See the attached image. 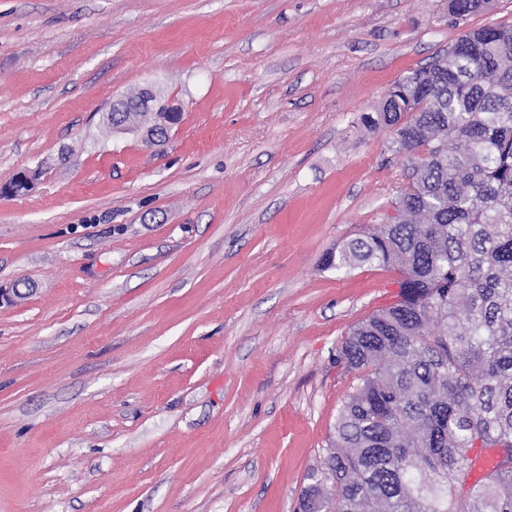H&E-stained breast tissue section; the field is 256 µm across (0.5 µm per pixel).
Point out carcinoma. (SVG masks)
<instances>
[{
    "mask_svg": "<svg viewBox=\"0 0 512 512\" xmlns=\"http://www.w3.org/2000/svg\"><path fill=\"white\" fill-rule=\"evenodd\" d=\"M481 0H448L457 21ZM364 126H395L400 217L324 267H395L399 300L357 324L336 362L363 372L336 417L319 512H512V30L464 32ZM500 463L467 485L469 448Z\"/></svg>",
    "mask_w": 512,
    "mask_h": 512,
    "instance_id": "1",
    "label": "carcinoma"
}]
</instances>
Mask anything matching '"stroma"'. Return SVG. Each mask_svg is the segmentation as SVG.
<instances>
[{
  "mask_svg": "<svg viewBox=\"0 0 512 512\" xmlns=\"http://www.w3.org/2000/svg\"><path fill=\"white\" fill-rule=\"evenodd\" d=\"M512 0H0V512H294L350 328L398 270L324 268L403 184L407 72ZM178 104L169 140L113 99Z\"/></svg>",
  "mask_w": 512,
  "mask_h": 512,
  "instance_id": "35a3bbf8",
  "label": "stroma"
}]
</instances>
